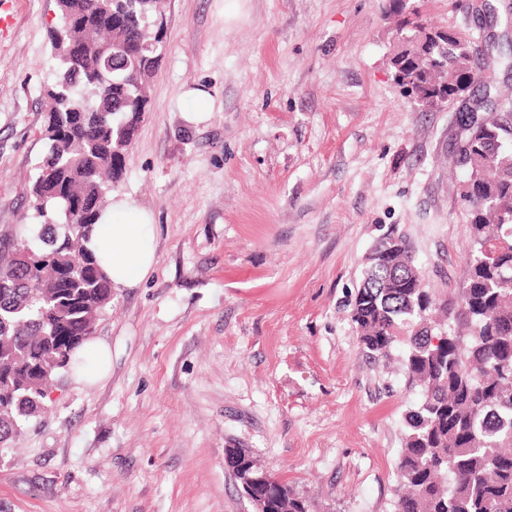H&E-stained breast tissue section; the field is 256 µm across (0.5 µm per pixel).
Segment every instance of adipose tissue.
Instances as JSON below:
<instances>
[{
    "label": "adipose tissue",
    "instance_id": "ef3b65f1",
    "mask_svg": "<svg viewBox=\"0 0 512 512\" xmlns=\"http://www.w3.org/2000/svg\"><path fill=\"white\" fill-rule=\"evenodd\" d=\"M152 215L126 194H113L87 242L113 287L131 288L152 271L156 254Z\"/></svg>",
    "mask_w": 512,
    "mask_h": 512
}]
</instances>
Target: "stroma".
Returning a JSON list of instances; mask_svg holds the SVG:
<instances>
[{"label": "stroma", "mask_w": 512, "mask_h": 512, "mask_svg": "<svg viewBox=\"0 0 512 512\" xmlns=\"http://www.w3.org/2000/svg\"><path fill=\"white\" fill-rule=\"evenodd\" d=\"M168 0L163 51L119 193L155 219L156 264L113 293L93 339L95 383L65 373L48 409L0 447V512H254L224 466L230 445L319 512H393L401 365L365 356L350 320L364 258L388 228L429 287L458 298L470 242L449 172L456 106L419 108L395 82L388 0ZM425 0L432 24L470 33L477 73L498 64L512 0ZM0 236L22 223L46 152L57 0H0ZM209 94L192 112L188 90Z\"/></svg>", "instance_id": "stroma-1"}]
</instances>
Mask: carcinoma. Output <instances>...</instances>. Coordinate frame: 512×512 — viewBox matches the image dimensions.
Masks as SVG:
<instances>
[{
  "mask_svg": "<svg viewBox=\"0 0 512 512\" xmlns=\"http://www.w3.org/2000/svg\"><path fill=\"white\" fill-rule=\"evenodd\" d=\"M68 29L50 30L57 60L48 90L47 151L37 166L30 223L0 240V446L45 406L48 391L76 369L77 346L112 303V283L85 243L125 170L161 55L158 0H58ZM410 39L391 58L412 98L435 85L473 95L450 150L467 173L470 214L466 286L456 301L427 287L411 242L396 229L369 253L351 309L366 356L406 346L402 367L418 402L404 417L394 512H512V132L491 116L498 100L470 56V35L427 25L419 0H389ZM101 51L65 55L68 37ZM224 466L266 512H311L312 504L266 475L253 483L250 451L224 449Z\"/></svg>",
  "mask_w": 512,
  "mask_h": 512,
  "instance_id": "carcinoma-1",
  "label": "carcinoma"
}]
</instances>
